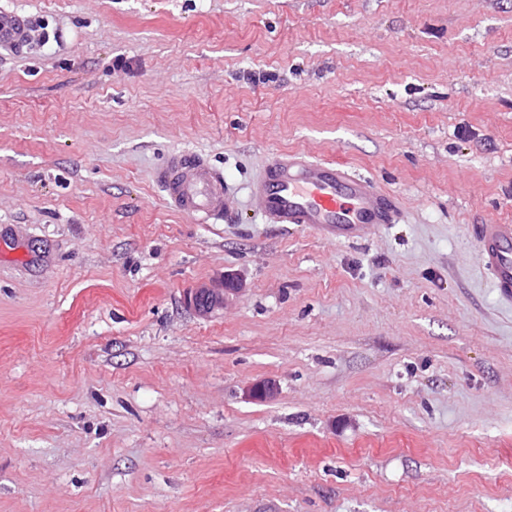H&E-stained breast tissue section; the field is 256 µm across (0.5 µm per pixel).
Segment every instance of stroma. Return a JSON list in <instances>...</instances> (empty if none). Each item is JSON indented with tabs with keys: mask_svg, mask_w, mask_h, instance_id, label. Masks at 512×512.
Here are the masks:
<instances>
[{
	"mask_svg": "<svg viewBox=\"0 0 512 512\" xmlns=\"http://www.w3.org/2000/svg\"><path fill=\"white\" fill-rule=\"evenodd\" d=\"M1 13L29 37L0 45V512H512V305L471 234L512 224V0ZM176 150L224 220L166 203ZM288 151L396 223H267ZM168 203L188 216L224 219L227 189L224 175L202 156L174 151L156 173ZM188 301L197 311L210 313L224 302V297L223 294L215 292L213 289L198 288L190 292Z\"/></svg>",
	"mask_w": 512,
	"mask_h": 512,
	"instance_id": "35a3bbf8",
	"label": "stroma"
}]
</instances>
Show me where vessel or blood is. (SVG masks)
I'll list each match as a JSON object with an SVG mask.
<instances>
[{
	"instance_id": "1",
	"label": "vessel or blood",
	"mask_w": 512,
	"mask_h": 512,
	"mask_svg": "<svg viewBox=\"0 0 512 512\" xmlns=\"http://www.w3.org/2000/svg\"><path fill=\"white\" fill-rule=\"evenodd\" d=\"M168 203L188 216L223 219L224 176L202 156L174 151L156 173ZM271 224H309L328 240L356 238L361 229L391 224L398 199L335 162L295 154L272 158L250 186ZM472 236L498 296L512 302V224H475Z\"/></svg>"
}]
</instances>
